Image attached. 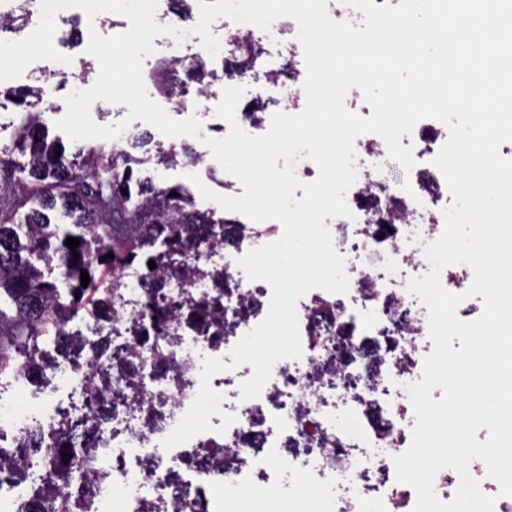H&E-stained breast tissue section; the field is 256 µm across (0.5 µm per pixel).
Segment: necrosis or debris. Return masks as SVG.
I'll use <instances>...</instances> for the list:
<instances>
[{
	"label": "necrosis or debris",
	"instance_id": "1",
	"mask_svg": "<svg viewBox=\"0 0 512 512\" xmlns=\"http://www.w3.org/2000/svg\"><path fill=\"white\" fill-rule=\"evenodd\" d=\"M155 19L188 33L172 57L175 92L161 97L182 116L211 99L190 89L200 60L223 69L226 85L260 86L236 110L249 134L303 109L293 19L267 32L225 21L216 57L171 0H157ZM447 138L443 123L420 121L404 139L415 164L395 189L383 175L384 140L356 139L352 215L325 221L349 291L314 289L298 301L303 354L277 361L256 398L242 399L252 368H231L230 351L265 318L272 290L243 279L237 260L277 240L281 225L228 211L212 231L173 225L155 250L107 268L112 286L82 321L62 319L51 336L14 349L13 370L0 372V512H269L283 497L299 512H363L369 494L377 512H413L416 492L397 481L393 458L411 444L406 386L421 379L433 344L408 283L429 271L425 247L444 229L450 192L433 159ZM206 357L228 365L211 386L235 421L220 434L212 416V431L164 448Z\"/></svg>",
	"mask_w": 512,
	"mask_h": 512
}]
</instances>
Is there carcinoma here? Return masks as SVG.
Wrapping results in <instances>:
<instances>
[{
  "mask_svg": "<svg viewBox=\"0 0 512 512\" xmlns=\"http://www.w3.org/2000/svg\"><path fill=\"white\" fill-rule=\"evenodd\" d=\"M36 86L18 93L0 85V97L33 105ZM39 113L28 111L13 150L25 161L0 152V371L13 367L11 344L26 336H49L59 319L35 317L33 301L56 288L49 279L62 270L72 295L55 299L58 315L76 311L74 295L105 287L93 259L104 239L125 238L130 253L157 244L165 224H222L224 217L201 210L187 189L158 187L139 176L143 160L126 150L87 149L90 164L78 168L38 128ZM79 239L70 249L67 238ZM78 258H73V253ZM90 281L81 286L80 271Z\"/></svg>",
  "mask_w": 512,
  "mask_h": 512,
  "instance_id": "1",
  "label": "carcinoma"
}]
</instances>
